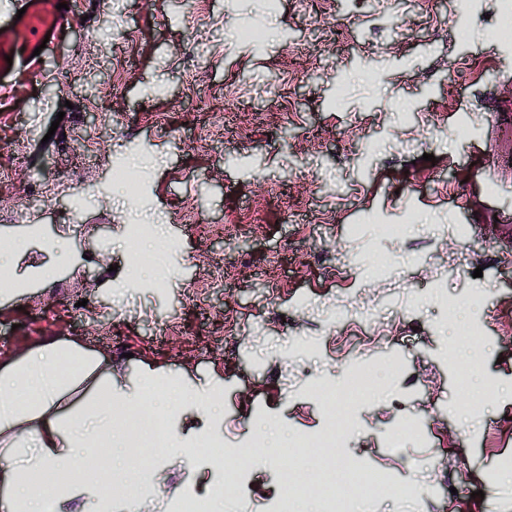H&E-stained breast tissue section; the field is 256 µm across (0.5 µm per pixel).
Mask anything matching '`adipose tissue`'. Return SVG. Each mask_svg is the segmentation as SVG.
<instances>
[{"label": "adipose tissue", "instance_id": "1", "mask_svg": "<svg viewBox=\"0 0 512 512\" xmlns=\"http://www.w3.org/2000/svg\"><path fill=\"white\" fill-rule=\"evenodd\" d=\"M189 389L160 405L150 401L143 386L122 385L113 379L111 366L99 357L58 342L46 343L35 355L0 358V512H140L139 498L113 493V483H138L139 473L113 459L122 447L118 436L100 438L88 420L112 409H147L174 415ZM216 393L199 402L209 415L208 428L172 430L157 456L154 473H162L176 456L193 462L201 445L218 436L221 408ZM88 455L101 457L105 466L97 481L78 482L69 465Z\"/></svg>", "mask_w": 512, "mask_h": 512}]
</instances>
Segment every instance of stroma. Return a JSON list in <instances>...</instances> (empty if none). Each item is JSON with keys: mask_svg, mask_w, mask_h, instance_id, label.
Segmentation results:
<instances>
[{"mask_svg": "<svg viewBox=\"0 0 512 512\" xmlns=\"http://www.w3.org/2000/svg\"><path fill=\"white\" fill-rule=\"evenodd\" d=\"M466 13L465 30L449 24ZM495 0H85L66 36L23 71L0 108V153L18 157L0 182V241L27 244L8 258L17 288L0 291V354L24 356L44 340L111 360L127 384L151 380L199 393L221 388L224 434L253 439L268 427L262 465L225 493L224 512H267L288 471L277 442L326 423L308 388L340 387L357 363L406 359L393 395L361 407L343 450L404 487L357 512H512V48L485 42ZM262 27L255 55L237 39ZM136 40L124 43L125 29ZM459 59L463 69L449 70ZM232 109L218 112L223 101ZM101 121L98 152L50 134L54 120ZM31 114L21 132L16 118ZM128 160L147 199L113 196L112 166ZM76 173L90 201L82 232L64 229L67 197L29 203L31 171ZM159 217L179 248L175 277L158 292L113 297L111 266L127 263L125 227ZM223 226L201 236L195 221ZM415 224L401 238L377 224ZM37 225L38 236L28 234ZM468 255L449 261L454 225ZM387 260L384 274L364 257ZM228 284L198 306L192 293L215 260ZM52 270L32 280L34 267ZM108 313L89 319L86 273ZM482 295L471 319L486 342L480 378L495 399L461 409L448 301ZM342 309L325 326L319 358L287 359V339L309 332L308 308ZM416 421L424 440L393 443ZM462 490L451 491L457 474ZM206 459L168 464L142 512H168L174 492L219 480Z\"/></svg>", "mask_w": 512, "mask_h": 512, "instance_id": "1", "label": "stroma"}]
</instances>
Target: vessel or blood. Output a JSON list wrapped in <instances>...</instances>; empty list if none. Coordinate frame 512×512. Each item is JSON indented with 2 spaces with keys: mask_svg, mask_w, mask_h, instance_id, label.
<instances>
[{
  "mask_svg": "<svg viewBox=\"0 0 512 512\" xmlns=\"http://www.w3.org/2000/svg\"><path fill=\"white\" fill-rule=\"evenodd\" d=\"M25 12L0 15V87L6 86L22 67L36 62L34 51L43 42L57 44L70 24L77 0H19ZM26 40H18V31Z\"/></svg>",
  "mask_w": 512,
  "mask_h": 512,
  "instance_id": "1",
  "label": "vessel or blood"
}]
</instances>
